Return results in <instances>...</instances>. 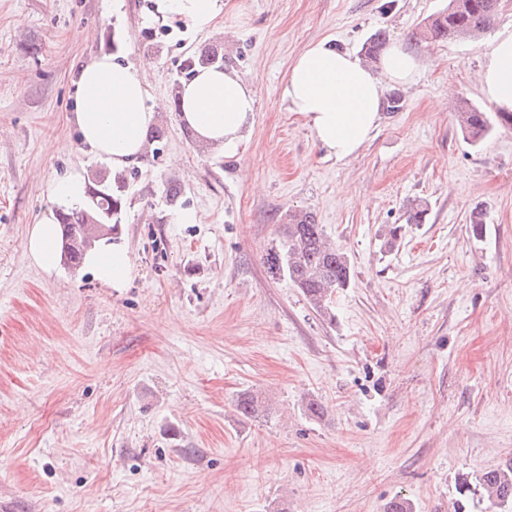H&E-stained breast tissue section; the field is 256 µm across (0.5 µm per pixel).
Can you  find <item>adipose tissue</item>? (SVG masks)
I'll return each instance as SVG.
<instances>
[{"label":"adipose tissue","instance_id":"1","mask_svg":"<svg viewBox=\"0 0 512 512\" xmlns=\"http://www.w3.org/2000/svg\"><path fill=\"white\" fill-rule=\"evenodd\" d=\"M152 17L179 21L198 33L216 29L224 0H154ZM149 61L118 62L101 53L79 67L72 107V126L81 148L122 171L145 151L156 125V107L147 103ZM419 71L416 55L394 46L372 66L355 54L326 42L308 46L293 60L283 99L313 132L327 157L355 156L380 122L389 83H412ZM477 81L499 111L512 112V31L495 35ZM180 122L204 144L235 154L257 102V90L235 71L205 68L180 88ZM58 226L53 211L43 212L28 241L31 257L52 268L57 258ZM89 261L107 285L121 288L132 278L128 251L112 246Z\"/></svg>","mask_w":512,"mask_h":512}]
</instances>
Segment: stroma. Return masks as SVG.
I'll return each instance as SVG.
<instances>
[{
  "mask_svg": "<svg viewBox=\"0 0 512 512\" xmlns=\"http://www.w3.org/2000/svg\"><path fill=\"white\" fill-rule=\"evenodd\" d=\"M224 2L205 34L155 22L149 0H0V512H385L397 496L494 512L477 479L512 461V129L473 146L456 111L489 108L476 75L512 0L478 38L432 43L416 34L448 0ZM380 31L420 75L386 87L401 108L356 157L326 159L283 100L291 63L322 40L363 55ZM217 43L258 91L231 157L170 110L184 54ZM102 51L152 59L166 133L127 170L124 288L28 250L53 181L110 169L69 121L78 68ZM412 199L424 223H405ZM302 209L354 267L331 321L267 262ZM245 392L258 415L238 412Z\"/></svg>",
  "mask_w": 512,
  "mask_h": 512,
  "instance_id": "35a3bbf8",
  "label": "stroma"
}]
</instances>
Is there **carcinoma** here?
<instances>
[{
  "mask_svg": "<svg viewBox=\"0 0 512 512\" xmlns=\"http://www.w3.org/2000/svg\"><path fill=\"white\" fill-rule=\"evenodd\" d=\"M491 2L493 0H448L447 8L426 20L422 35L441 42L481 35L495 20ZM212 66L224 67V48L219 45L203 46L183 57L174 80V111L180 110L181 80L190 78L200 67ZM498 125L511 127L512 113L491 114L468 103L461 107L460 130L473 146L480 145ZM124 189L125 176L95 174L86 186L83 206L58 211L59 255L63 264L77 269L90 253L112 244L110 235L118 230L125 206ZM426 211V204L421 200L407 202L406 223H423ZM96 224L106 225L109 236L90 237ZM270 265L275 272L288 276L314 311L330 320L334 318V294L350 287L353 278L347 252L329 241L323 225L307 211L288 214L281 248L271 254ZM479 486L494 505L512 512V462L483 471Z\"/></svg>",
  "mask_w": 512,
  "mask_h": 512,
  "instance_id": "obj_1",
  "label": "carcinoma"
}]
</instances>
